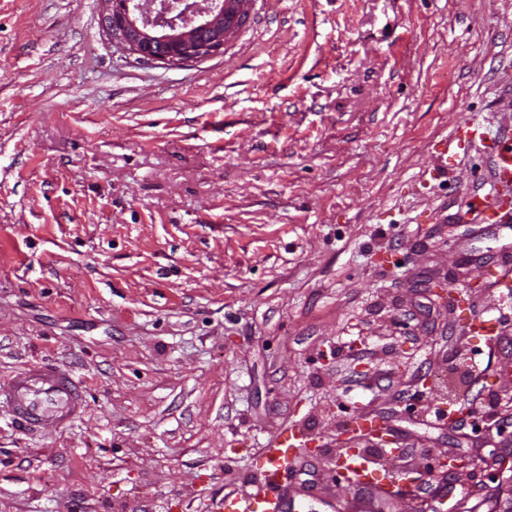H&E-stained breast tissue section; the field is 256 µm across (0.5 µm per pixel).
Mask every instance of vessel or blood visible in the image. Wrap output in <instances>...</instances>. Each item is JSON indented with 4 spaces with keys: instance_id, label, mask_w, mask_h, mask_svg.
<instances>
[{
    "instance_id": "1",
    "label": "vessel or blood",
    "mask_w": 512,
    "mask_h": 512,
    "mask_svg": "<svg viewBox=\"0 0 512 512\" xmlns=\"http://www.w3.org/2000/svg\"><path fill=\"white\" fill-rule=\"evenodd\" d=\"M489 153L494 191L472 195L468 201L469 211L479 216L489 215L512 194V134L493 141ZM0 407L7 408L14 419L32 430L49 424L66 425L84 409L83 381L65 369L27 364L0 383ZM293 459L286 448L261 449L258 468L262 473V492L249 498L225 495L218 505L220 512H279ZM336 468L342 477L376 497L392 491L395 483L393 474L383 464L361 452L344 451Z\"/></svg>"
}]
</instances>
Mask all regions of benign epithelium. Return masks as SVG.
Wrapping results in <instances>:
<instances>
[{
  "instance_id": "1",
  "label": "benign epithelium",
  "mask_w": 512,
  "mask_h": 512,
  "mask_svg": "<svg viewBox=\"0 0 512 512\" xmlns=\"http://www.w3.org/2000/svg\"><path fill=\"white\" fill-rule=\"evenodd\" d=\"M109 37L146 62L182 65L221 52L232 32L225 28L227 9L244 10L247 0H102ZM369 433L377 448L394 441L381 420L345 426L338 441L349 446Z\"/></svg>"
}]
</instances>
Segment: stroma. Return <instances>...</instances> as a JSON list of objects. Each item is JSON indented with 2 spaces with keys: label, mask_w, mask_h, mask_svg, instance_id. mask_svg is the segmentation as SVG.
Returning a JSON list of instances; mask_svg holds the SVG:
<instances>
[{
  "label": "stroma",
  "mask_w": 512,
  "mask_h": 512,
  "mask_svg": "<svg viewBox=\"0 0 512 512\" xmlns=\"http://www.w3.org/2000/svg\"><path fill=\"white\" fill-rule=\"evenodd\" d=\"M223 52L142 62L102 0H0V381H85L70 425L0 409V512H211L304 432L295 512H359L350 414L401 452L382 512H489L512 455V216L465 124L512 131V0H249ZM476 282L466 307L454 299ZM480 316L498 339L468 336ZM478 349L480 378L448 370ZM484 405L486 428L435 422ZM473 468L442 474L440 458ZM360 416L350 417L349 422L352 423L348 424L342 429V431H340L337 440L341 444L352 447V443L359 442L361 439H364L365 435L361 434V428H363L368 431L370 435L368 437L376 448H383V450L390 455L400 452V448H386V445L389 442H394L395 439L391 429L385 424V422L378 419L373 421V425H368L361 421L353 422Z\"/></svg>",
  "instance_id": "35a3bbf8"
}]
</instances>
